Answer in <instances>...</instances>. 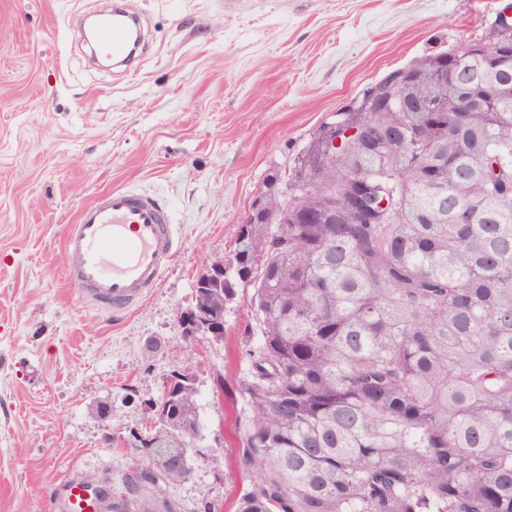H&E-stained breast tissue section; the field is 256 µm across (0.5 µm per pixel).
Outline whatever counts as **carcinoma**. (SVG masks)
<instances>
[{"label": "carcinoma", "mask_w": 512, "mask_h": 512, "mask_svg": "<svg viewBox=\"0 0 512 512\" xmlns=\"http://www.w3.org/2000/svg\"><path fill=\"white\" fill-rule=\"evenodd\" d=\"M442 52L388 75L321 123L294 160L314 173L312 222L241 225L224 314L253 289L254 345L235 383L240 458L256 472L237 512H512V60ZM483 97L470 112L437 100ZM371 125L375 140L344 138ZM112 512H154L144 490L187 479L195 384Z\"/></svg>", "instance_id": "carcinoma-1"}]
</instances>
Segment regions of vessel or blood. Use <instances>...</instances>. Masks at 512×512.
<instances>
[{
    "mask_svg": "<svg viewBox=\"0 0 512 512\" xmlns=\"http://www.w3.org/2000/svg\"><path fill=\"white\" fill-rule=\"evenodd\" d=\"M135 25L125 12L113 10L95 36L100 54L131 62L129 30ZM176 245L175 226L157 199L111 189L82 206L66 227L64 246L74 260L67 279L101 309H129L156 287Z\"/></svg>",
    "mask_w": 512,
    "mask_h": 512,
    "instance_id": "obj_1",
    "label": "vessel or blood"
}]
</instances>
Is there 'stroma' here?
I'll list each match as a JSON object with an SVG mask.
<instances>
[{
	"instance_id": "1",
	"label": "stroma",
	"mask_w": 512,
	"mask_h": 512,
	"mask_svg": "<svg viewBox=\"0 0 512 512\" xmlns=\"http://www.w3.org/2000/svg\"><path fill=\"white\" fill-rule=\"evenodd\" d=\"M108 2L0 0V512H66L71 481L120 494L144 408L182 370L200 434L191 475L158 497L235 512L255 481L233 401L253 291L228 306L223 341L189 338L179 312L196 277L230 259L267 175L323 121L385 72L484 37L512 0H125L146 48L104 70L78 27ZM114 187L155 196L179 238L160 284L122 313L82 300L63 248L79 209Z\"/></svg>"
}]
</instances>
